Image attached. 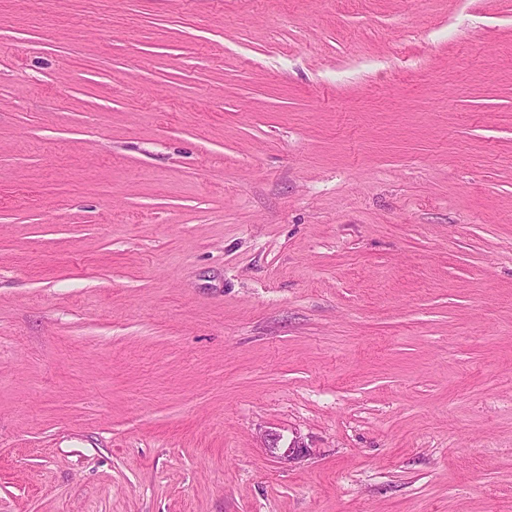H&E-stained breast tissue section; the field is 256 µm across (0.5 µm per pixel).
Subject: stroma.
<instances>
[{"label": "stroma", "mask_w": 512, "mask_h": 512, "mask_svg": "<svg viewBox=\"0 0 512 512\" xmlns=\"http://www.w3.org/2000/svg\"><path fill=\"white\" fill-rule=\"evenodd\" d=\"M0 512H512V0H0ZM282 441L283 435L270 431L263 437V448H267L275 458L285 461L310 454L309 448L299 436H294L287 444H281Z\"/></svg>", "instance_id": "obj_1"}]
</instances>
